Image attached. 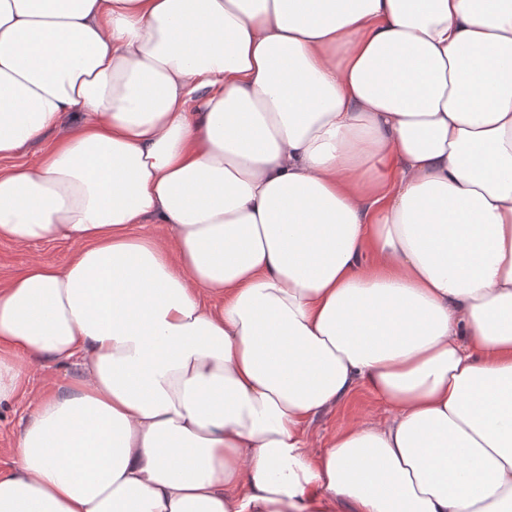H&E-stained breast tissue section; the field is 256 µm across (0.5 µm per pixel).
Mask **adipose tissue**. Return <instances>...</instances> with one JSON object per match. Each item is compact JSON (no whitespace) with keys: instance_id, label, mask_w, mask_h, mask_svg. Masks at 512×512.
I'll list each match as a JSON object with an SVG mask.
<instances>
[{"instance_id":"obj_1","label":"adipose tissue","mask_w":512,"mask_h":512,"mask_svg":"<svg viewBox=\"0 0 512 512\" xmlns=\"http://www.w3.org/2000/svg\"><path fill=\"white\" fill-rule=\"evenodd\" d=\"M68 115L0 169L78 244L0 284V512H512V0H0V158ZM72 119L70 117L65 118L60 127H58L56 130H54L52 133L48 135V137L39 143H35L32 146H30L24 154L21 156L11 158V159H4L0 161V165L2 167L4 166H11V165H18V164H24V163H31L38 159L43 150L46 148V146L54 141L55 139L61 137L65 131L71 126ZM72 373L68 365L47 363L30 377L29 388L40 389L47 382H65ZM386 417L387 412L373 399L370 392L364 388L358 389L348 402L330 407L311 423V448L308 450L313 455L322 452L328 439L345 424L372 423ZM26 401L19 399L10 406H0V461H8L19 430L20 417L25 411Z\"/></svg>"}]
</instances>
